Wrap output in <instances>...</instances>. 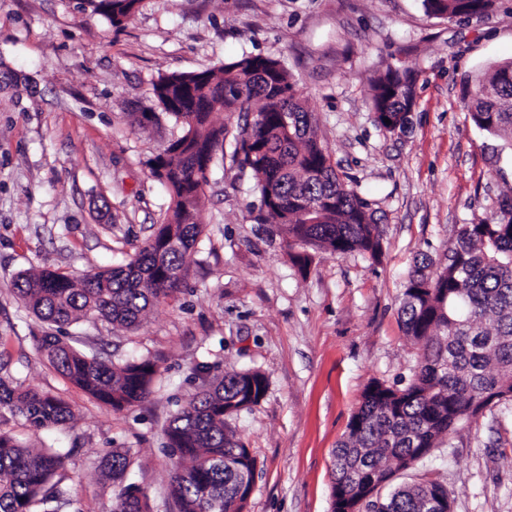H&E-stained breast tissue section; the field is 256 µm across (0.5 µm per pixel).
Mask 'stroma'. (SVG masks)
<instances>
[{
  "instance_id": "stroma-1",
  "label": "stroma",
  "mask_w": 512,
  "mask_h": 512,
  "mask_svg": "<svg viewBox=\"0 0 512 512\" xmlns=\"http://www.w3.org/2000/svg\"><path fill=\"white\" fill-rule=\"evenodd\" d=\"M242 54L288 69L337 170L379 218L383 255L315 250L301 272L298 246L257 223L255 180L216 161L182 291L132 330L69 328L81 351L157 365L148 399L108 410L35 349L46 325L11 283L46 268L80 278L150 239L170 197L148 162L181 130L152 84ZM509 59L512 0L470 22L430 16L422 0H140L118 27L79 0H0V336L25 353L26 385L75 412L34 432L2 407L0 431L60 450L66 512H112L118 487L101 461L115 448L130 449L128 480L150 512H176L165 427L204 375L249 368L268 388L231 423L257 459L246 512H331L334 451L364 388L395 383L418 360L399 318L415 257H443L460 225L491 219L512 192V149L471 123L464 90ZM390 65L416 78L412 127L400 136L369 105L372 78ZM420 479L446 485L453 512H512V401L395 476Z\"/></svg>"
}]
</instances>
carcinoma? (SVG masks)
Wrapping results in <instances>:
<instances>
[{"label": "carcinoma", "mask_w": 512, "mask_h": 512, "mask_svg": "<svg viewBox=\"0 0 512 512\" xmlns=\"http://www.w3.org/2000/svg\"><path fill=\"white\" fill-rule=\"evenodd\" d=\"M139 0H83L82 9L119 26ZM428 14L472 20L495 0H423ZM415 78L387 67L371 83V110L386 132L411 123ZM153 96L182 124V132L150 161L171 206L157 231L124 265L75 280L58 271L23 273L14 294L39 320L62 327L94 316L127 328L179 290L193 263L201 227L197 214L206 172L229 134L215 126L216 112H244L253 139L233 136L232 161L249 171L260 195L277 203L265 214L277 233L312 250L382 254L383 230L369 203L336 170L320 140L316 119L279 60L244 54L217 68L158 77ZM476 128L512 140V60L492 66L468 102ZM391 123H384V119ZM406 336L421 350L402 385L375 380L352 413L334 457L333 488L365 512H451L448 487L435 481L394 487L393 470L414 468L442 438L482 410L512 400V195L491 219L461 225L444 262L415 257L403 284L399 308ZM35 348L67 382L89 398L120 410L150 394L156 373L149 360L119 367L74 348L54 332L33 337ZM0 340V406L28 427L49 430L71 421V405L59 395L24 387ZM268 388L258 370L226 373L202 387L169 421L167 446L181 460L171 475L169 496L177 512H244V479H254L256 458L228 420L258 405ZM63 454L30 448L0 432V512H61L66 505L58 471ZM130 453L114 448L102 462L105 479L120 486L114 512H149L140 491L124 484ZM38 510H33V507Z\"/></svg>", "instance_id": "obj_1"}]
</instances>
